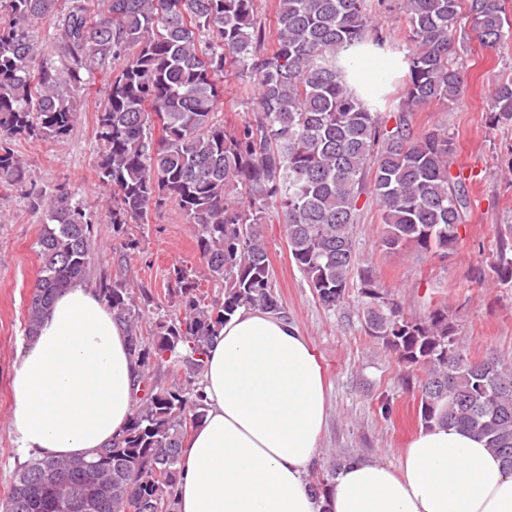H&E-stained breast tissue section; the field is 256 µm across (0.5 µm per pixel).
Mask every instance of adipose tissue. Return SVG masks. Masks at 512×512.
Segmentation results:
<instances>
[{"mask_svg":"<svg viewBox=\"0 0 512 512\" xmlns=\"http://www.w3.org/2000/svg\"><path fill=\"white\" fill-rule=\"evenodd\" d=\"M126 331L88 286L62 291L14 370L10 426L25 458L87 455L134 408ZM208 410L186 438L178 512H512V470L484 441L421 430L397 465L350 459L325 496L306 479L328 416L314 349L281 315L241 308L209 344Z\"/></svg>","mask_w":512,"mask_h":512,"instance_id":"obj_1","label":"adipose tissue"}]
</instances>
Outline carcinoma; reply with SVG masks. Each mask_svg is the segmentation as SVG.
<instances>
[{
  "instance_id": "cac0c4a2",
  "label": "carcinoma",
  "mask_w": 512,
  "mask_h": 512,
  "mask_svg": "<svg viewBox=\"0 0 512 512\" xmlns=\"http://www.w3.org/2000/svg\"><path fill=\"white\" fill-rule=\"evenodd\" d=\"M255 2L107 0L95 17L77 6L57 38L60 73L37 63L28 28L56 0H0V184L26 182L12 141L67 135L83 75L110 65V93L97 113L96 176L112 191V235L135 252L130 226L173 203L192 225L205 280L221 289L209 296L195 269L176 265L166 288L175 312L144 327L151 292L136 293L120 277L99 279L98 296L126 327L136 366L129 423L83 458L22 463L0 512H67L52 489L58 473L89 498L91 512H177L183 442L207 411L209 342L240 308L283 310L261 230L271 207L319 301L341 305L358 278L365 332L405 367L424 371L421 426L469 430L512 467V365L471 359L445 307L425 318L406 315L372 271L358 267L353 241L365 194L382 206L383 248L441 259L453 253L471 208L464 177L451 172L453 142L444 128L414 132L409 115L431 103L450 108L462 95L455 46L462 21L485 47L512 43L505 0H398L404 75L388 117L392 75L381 74L371 90L353 82L359 56L394 52L367 0H277L270 30ZM229 71L254 97L251 116L228 130L215 111ZM491 109L494 122L512 123V76L495 84ZM28 198L45 218L27 307L30 338L54 295L88 277L94 227L63 187ZM491 269L497 282L512 283V224L498 228ZM160 372L170 384L158 381Z\"/></svg>"
}]
</instances>
